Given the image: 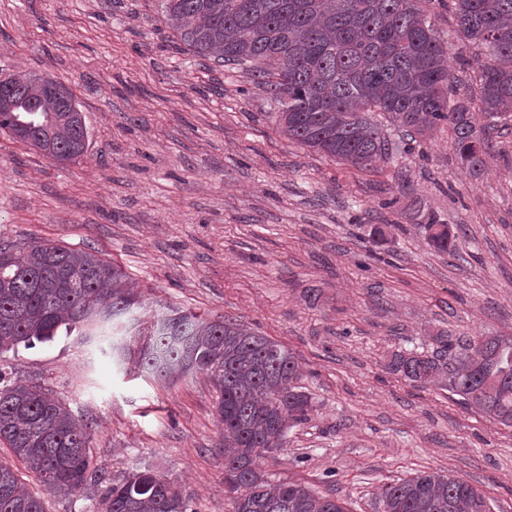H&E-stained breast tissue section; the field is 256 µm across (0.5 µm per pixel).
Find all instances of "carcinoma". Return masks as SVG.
Listing matches in <instances>:
<instances>
[{"label": "carcinoma", "mask_w": 512, "mask_h": 512, "mask_svg": "<svg viewBox=\"0 0 512 512\" xmlns=\"http://www.w3.org/2000/svg\"><path fill=\"white\" fill-rule=\"evenodd\" d=\"M424 0H164L163 13L200 59L249 65L263 73L282 106L288 139L342 163L367 168L388 151L368 112H383L424 136L445 123L461 165L478 175L491 131L512 118V0H452L461 35L488 49L479 62L478 123L470 107L450 99L447 52L428 20ZM32 74L0 79V130L19 121L38 126L24 144L57 160L71 158L86 125L46 95ZM429 244L459 252L446 224H423ZM137 317L129 356L168 382L203 374L217 393L224 426V486L234 512H346L338 499L297 482L274 481L257 468L282 446L290 422L312 410L298 385L299 365L284 346L230 318L152 309L127 286V274L94 251L33 240L0 244V353L49 341L60 328L91 327L112 336L116 354ZM393 370L420 385H440L467 408L512 428V336L437 339L431 354H398ZM0 442L45 490L74 491L101 480L91 470L90 435L48 389L10 380L0 370ZM383 512H490L466 480L422 472L380 489ZM190 512L174 483L150 471L111 486L105 512ZM0 512H46L41 497L0 465Z\"/></svg>", "instance_id": "cac0c4a2"}]
</instances>
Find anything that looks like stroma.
<instances>
[{
	"label": "stroma",
	"instance_id": "1",
	"mask_svg": "<svg viewBox=\"0 0 512 512\" xmlns=\"http://www.w3.org/2000/svg\"><path fill=\"white\" fill-rule=\"evenodd\" d=\"M425 7L456 98L478 109L482 48L461 36L451 0ZM21 70L69 86L88 147L59 165L0 132V243L96 251L150 306L236 319L295 355L313 410L259 459L272 479L382 512L380 487L429 471L512 512V428L390 369L439 335L512 336V131L476 176L447 126L412 140L381 115L390 155L339 162L288 140L254 73L199 66L162 0H0V77ZM431 221L460 233L459 256L429 246ZM102 344L75 330L0 355L92 437L101 482L45 494L46 512H103L106 487L145 469L192 512H234L207 378L148 380Z\"/></svg>",
	"mask_w": 512,
	"mask_h": 512
}]
</instances>
